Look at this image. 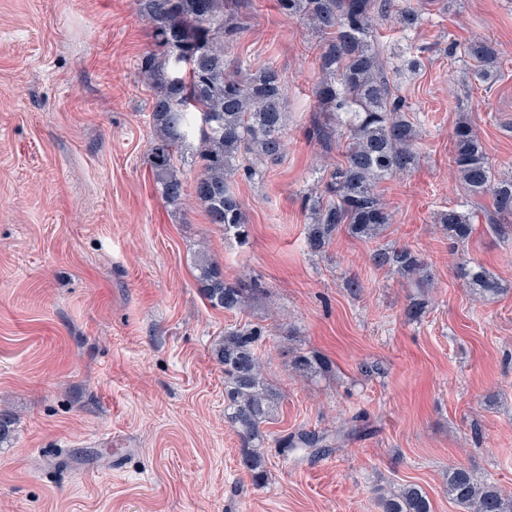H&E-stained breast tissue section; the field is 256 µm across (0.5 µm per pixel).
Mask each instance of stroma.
<instances>
[{
    "instance_id": "stroma-1",
    "label": "stroma",
    "mask_w": 512,
    "mask_h": 512,
    "mask_svg": "<svg viewBox=\"0 0 512 512\" xmlns=\"http://www.w3.org/2000/svg\"><path fill=\"white\" fill-rule=\"evenodd\" d=\"M420 9L415 31L388 20L378 37L384 65L421 61L397 83L420 114V162L379 185L393 214L379 241L342 230L320 256L305 246L301 198L322 163L342 160L307 136L321 33L275 0L239 14L228 53L281 72L289 142L263 180L236 184L241 247L193 197L172 207L160 196L148 161L156 84L140 62L165 52L138 0H0V412L13 418L0 512H380L378 494L411 483L433 512H460L446 491L453 464L512 495V234L491 230V195L470 196L451 166L463 116L512 177V0ZM476 34L501 49L494 81L447 52ZM450 207L473 215L465 242L436 222ZM378 243L417 250L430 284L372 268ZM202 248L264 295L242 312L212 308L194 277ZM471 261L501 294L482 298L459 277ZM414 299L427 302L417 321L405 316ZM244 321L271 329L264 371L282 396L271 436L366 415L329 456L268 448L262 487L224 422L212 353ZM303 352L327 369L300 374Z\"/></svg>"
}]
</instances>
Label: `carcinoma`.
<instances>
[{"mask_svg":"<svg viewBox=\"0 0 512 512\" xmlns=\"http://www.w3.org/2000/svg\"><path fill=\"white\" fill-rule=\"evenodd\" d=\"M282 14L325 34L320 52L322 78L316 97L328 112L316 119L310 136L330 148L338 144L341 163L321 177V192L302 197V207L313 215L307 225L305 245L314 255L325 253L344 228L359 239L381 235L393 221L381 201L380 183L411 170L419 161L416 127L419 123L405 98L395 93L375 45L378 26L394 10L393 0H276ZM238 0H139V18L150 25L155 42L166 51L164 62L148 54L144 72L155 79L158 90L151 102V123L156 138L149 162L162 199L179 205L186 185L176 162L191 138L198 139L199 173L193 195L209 223L235 239L248 242L246 214L233 184L236 179L261 180L284 156L285 88L277 67L251 68L241 57L230 59L225 48L237 41L235 21ZM402 30H415L422 21L417 8L397 10ZM448 54L473 66L482 81L493 77L499 58L495 42L474 38ZM348 131L336 142L333 117ZM452 163L471 194L493 195L501 223H512V178L497 179L481 137L465 120L453 128ZM437 221L458 242L472 233V217L456 207L443 210ZM376 269L389 268L403 276L430 282L428 265L410 247L377 248L369 254ZM195 278L213 308L242 311L249 299L264 292L258 281L224 277L219 263L200 253L194 260ZM461 275L483 297L501 291L496 278L480 264ZM267 326L247 321L224 328L213 346L216 361L224 366V421L238 436L240 462L251 482L262 487L269 480L265 448L281 454L311 449L326 454L338 443L327 432L298 429L270 439L263 430L275 416L282 396L264 374L260 347L269 336ZM298 369L313 375L327 365L317 355H300ZM448 498L463 512H512V497L493 483L457 465L446 473ZM381 512H432L427 494L407 484L380 503Z\"/></svg>","mask_w":512,"mask_h":512,"instance_id":"1","label":"carcinoma"}]
</instances>
